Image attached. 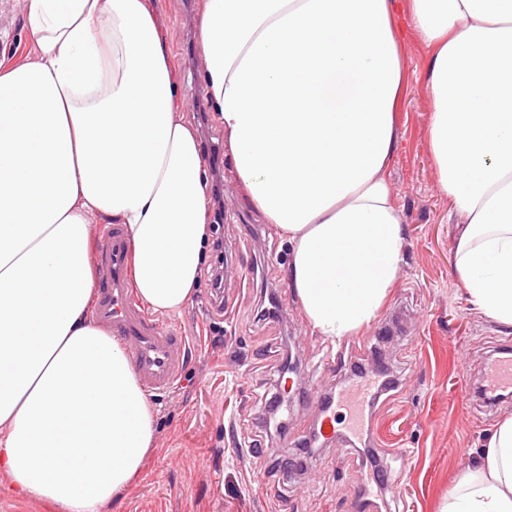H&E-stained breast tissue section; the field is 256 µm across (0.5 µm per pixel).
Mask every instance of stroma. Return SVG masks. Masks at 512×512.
<instances>
[{"instance_id": "stroma-1", "label": "stroma", "mask_w": 512, "mask_h": 512, "mask_svg": "<svg viewBox=\"0 0 512 512\" xmlns=\"http://www.w3.org/2000/svg\"><path fill=\"white\" fill-rule=\"evenodd\" d=\"M200 0H159L169 47L184 80L185 121L203 148L210 236L222 237L224 300L228 310L208 308L199 287L181 313L165 321L185 338L183 381L151 398L155 442L138 482L99 512H349L346 493L371 472L367 454L389 460L393 489L374 494L376 512H439L453 483L472 466L496 423L512 412V400L464 403L460 376L481 382L483 365L497 344L512 343V328L470 312L462 284L449 262L455 229L448 199L437 185L429 147L430 100L425 72L430 53L413 32L399 52L404 62L400 138L387 165L388 181L402 216L404 260L397 282L374 327L333 342L308 323L288 280L291 247L265 223L241 192L224 153V128L214 113L196 107L202 96L196 37ZM15 0H0V62L33 57ZM260 276H253L255 264ZM288 304L277 322L256 318L264 292ZM298 354L300 373L289 379L296 400L282 429L270 428L265 398L278 392L284 353ZM381 355L401 384L379 402L374 426L389 427L392 443L364 435L347 448L325 444L306 452L317 408L308 392L339 386L353 364ZM405 449L406 460L392 451ZM291 456L302 467L271 469Z\"/></svg>"}]
</instances>
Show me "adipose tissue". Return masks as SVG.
Listing matches in <instances>:
<instances>
[{
	"instance_id": "ef3b65f1",
	"label": "adipose tissue",
	"mask_w": 512,
	"mask_h": 512,
	"mask_svg": "<svg viewBox=\"0 0 512 512\" xmlns=\"http://www.w3.org/2000/svg\"><path fill=\"white\" fill-rule=\"evenodd\" d=\"M33 60L0 65V492L97 512L137 482L154 415L89 316L93 221L124 225L139 296L181 312L202 280L201 144L157 0H18ZM398 0H201L204 101L246 198L292 248L312 328L369 326L403 261L386 177L399 140ZM450 262L512 327V0H408ZM441 512H512V414Z\"/></svg>"
}]
</instances>
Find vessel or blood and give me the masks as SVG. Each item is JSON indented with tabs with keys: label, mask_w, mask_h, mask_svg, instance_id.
<instances>
[{
	"label": "vessel or blood",
	"mask_w": 512,
	"mask_h": 512,
	"mask_svg": "<svg viewBox=\"0 0 512 512\" xmlns=\"http://www.w3.org/2000/svg\"><path fill=\"white\" fill-rule=\"evenodd\" d=\"M98 238L94 264L99 284L93 315L124 346L141 388L153 394L168 392L183 374L184 340L140 302L130 278L131 247L123 226L101 225ZM377 383V368L369 366L360 382L338 392L335 405H323L321 435L329 439L338 434L346 443L360 437L366 423L372 419ZM481 387L488 395L512 390L511 352H503L488 362ZM376 486L390 488L389 468L378 471L374 486L353 488L354 512H367L372 489Z\"/></svg>",
	"instance_id": "obj_1"
}]
</instances>
